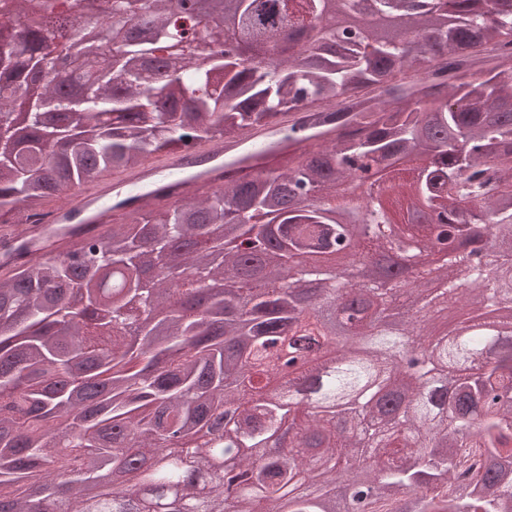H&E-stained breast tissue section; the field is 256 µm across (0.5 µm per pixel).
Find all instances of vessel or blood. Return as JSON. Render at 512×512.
<instances>
[{
	"mask_svg": "<svg viewBox=\"0 0 512 512\" xmlns=\"http://www.w3.org/2000/svg\"><path fill=\"white\" fill-rule=\"evenodd\" d=\"M232 149L229 143L195 141L174 154L151 158L136 171L89 180L77 189L73 203L45 211L35 218H26L23 235H16L10 228L0 230V262H12L13 249L23 237L29 240L28 257L53 256L57 243L53 228L77 223L80 216L119 218L133 214L144 201L141 189L145 185L154 187V200L181 199L193 190L184 178L185 173L199 169L203 172V184L221 187L224 184L223 169L210 170L206 164L222 158Z\"/></svg>",
	"mask_w": 512,
	"mask_h": 512,
	"instance_id": "vessel-or-blood-1",
	"label": "vessel or blood"
}]
</instances>
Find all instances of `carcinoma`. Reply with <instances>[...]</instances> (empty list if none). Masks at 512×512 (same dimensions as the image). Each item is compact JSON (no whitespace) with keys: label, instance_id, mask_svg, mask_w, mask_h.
Returning <instances> with one entry per match:
<instances>
[{"label":"carcinoma","instance_id":"obj_1","mask_svg":"<svg viewBox=\"0 0 512 512\" xmlns=\"http://www.w3.org/2000/svg\"><path fill=\"white\" fill-rule=\"evenodd\" d=\"M83 2L0 0L11 31L0 46V211L37 216L95 176L298 119L273 142L288 144L282 168L148 206L92 237L70 231L55 258L0 265V512H45L48 501L92 512L116 494L167 512H512V0H304L301 17L280 0H217L201 17L182 12L185 0H99L90 17ZM330 7L408 16L413 28L381 40L326 23ZM62 32L59 51L92 71L80 98L58 94L44 66ZM285 32L303 41L288 56ZM230 38L263 53L216 51ZM412 156L426 160L414 181H394ZM361 159L382 173L378 196L336 206L339 189H357ZM406 193L441 223L394 221L384 200ZM243 236L260 251L241 253ZM345 240L348 258L383 254L402 269L436 241L448 251L441 269L419 263L406 282L368 274L340 288L322 256ZM487 246L497 260L474 264ZM305 256L314 296L288 284ZM115 270L129 287L106 301ZM207 279L223 288L193 287ZM463 301L508 312L501 334L421 326L426 309ZM315 321L342 366L304 405L267 346L295 352L310 334L285 329ZM412 347L424 361L391 378ZM263 377L246 400L243 387ZM227 407L235 469L203 498L216 448L196 447L182 481L162 449ZM285 427L294 446L272 450ZM470 448L479 463L465 478Z\"/></svg>","mask_w":512,"mask_h":512}]
</instances>
